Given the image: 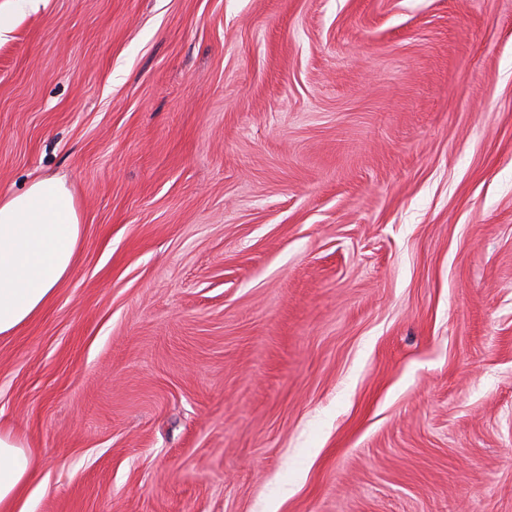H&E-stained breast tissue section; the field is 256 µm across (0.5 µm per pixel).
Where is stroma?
<instances>
[{
	"instance_id": "35a3bbf8",
	"label": "stroma",
	"mask_w": 512,
	"mask_h": 512,
	"mask_svg": "<svg viewBox=\"0 0 512 512\" xmlns=\"http://www.w3.org/2000/svg\"><path fill=\"white\" fill-rule=\"evenodd\" d=\"M29 512H512V0H0ZM81 224L62 179H36L0 200V335L14 334L48 305L75 265Z\"/></svg>"
}]
</instances>
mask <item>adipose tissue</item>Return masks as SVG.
<instances>
[{
	"label": "adipose tissue",
	"mask_w": 512,
	"mask_h": 512,
	"mask_svg": "<svg viewBox=\"0 0 512 512\" xmlns=\"http://www.w3.org/2000/svg\"><path fill=\"white\" fill-rule=\"evenodd\" d=\"M81 224L62 179H36L0 200V335L14 334L48 305L75 265ZM33 455L10 430H0V512H27L22 497L36 481Z\"/></svg>",
	"instance_id": "adipose-tissue-1"
}]
</instances>
